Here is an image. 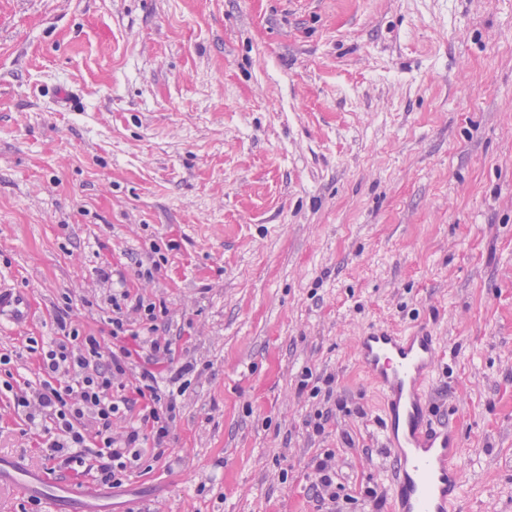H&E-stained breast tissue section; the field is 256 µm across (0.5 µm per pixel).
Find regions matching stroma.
Wrapping results in <instances>:
<instances>
[{"label":"stroma","instance_id":"stroma-1","mask_svg":"<svg viewBox=\"0 0 512 512\" xmlns=\"http://www.w3.org/2000/svg\"><path fill=\"white\" fill-rule=\"evenodd\" d=\"M1 289L33 306L0 319L14 387L56 308L96 333L122 290L195 366L120 489L54 469L0 394V457L100 512H390L357 338L420 323L462 512H512V0H0Z\"/></svg>","mask_w":512,"mask_h":512}]
</instances>
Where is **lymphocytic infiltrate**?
<instances>
[{"mask_svg": "<svg viewBox=\"0 0 512 512\" xmlns=\"http://www.w3.org/2000/svg\"><path fill=\"white\" fill-rule=\"evenodd\" d=\"M107 333L80 329L71 307L57 309L59 330L39 351L36 384L15 389L0 381V393L41 429L42 443L61 467L79 470L94 464L96 478L109 488L121 487L138 469L165 455L176 418L177 391L159 385V364L171 362L172 343L158 335L156 304L131 299L128 292L112 294ZM133 372L132 386L119 384ZM143 403L137 420L128 415L134 400ZM124 422L114 434V422Z\"/></svg>", "mask_w": 512, "mask_h": 512, "instance_id": "lymphocytic-infiltrate-1", "label": "lymphocytic infiltrate"}]
</instances>
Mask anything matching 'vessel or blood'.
Instances as JSON below:
<instances>
[{
  "instance_id": "obj_1",
  "label": "vessel or blood",
  "mask_w": 512,
  "mask_h": 512,
  "mask_svg": "<svg viewBox=\"0 0 512 512\" xmlns=\"http://www.w3.org/2000/svg\"><path fill=\"white\" fill-rule=\"evenodd\" d=\"M437 350V338L424 324L407 333L373 329L358 340V360L382 391L383 446L395 463L388 479L393 512H453L465 496L458 430L435 420L427 406ZM1 481L38 498L50 512L63 498L85 496L4 459Z\"/></svg>"
}]
</instances>
